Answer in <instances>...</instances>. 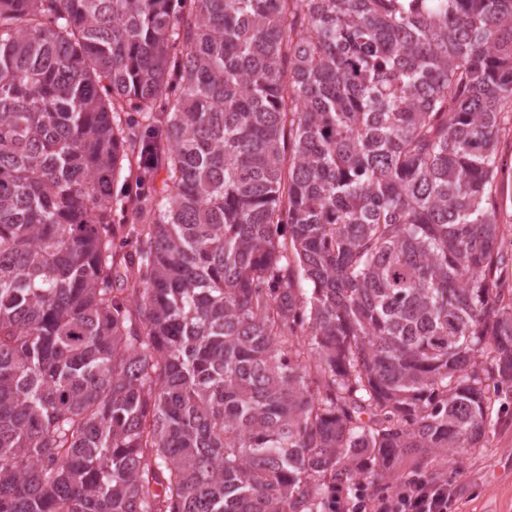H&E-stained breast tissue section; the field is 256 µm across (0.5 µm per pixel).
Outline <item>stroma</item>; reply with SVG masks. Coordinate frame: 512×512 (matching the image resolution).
I'll return each mask as SVG.
<instances>
[{
  "mask_svg": "<svg viewBox=\"0 0 512 512\" xmlns=\"http://www.w3.org/2000/svg\"><path fill=\"white\" fill-rule=\"evenodd\" d=\"M448 479L455 490L449 512H512V395L492 399L485 431L477 443L452 456L413 453L390 471V484L413 474Z\"/></svg>",
  "mask_w": 512,
  "mask_h": 512,
  "instance_id": "35a3bbf8",
  "label": "stroma"
}]
</instances>
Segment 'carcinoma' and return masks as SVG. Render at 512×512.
<instances>
[{
	"label": "carcinoma",
	"instance_id": "carcinoma-1",
	"mask_svg": "<svg viewBox=\"0 0 512 512\" xmlns=\"http://www.w3.org/2000/svg\"><path fill=\"white\" fill-rule=\"evenodd\" d=\"M504 112L512 0H0V512H330L477 441Z\"/></svg>",
	"mask_w": 512,
	"mask_h": 512
}]
</instances>
